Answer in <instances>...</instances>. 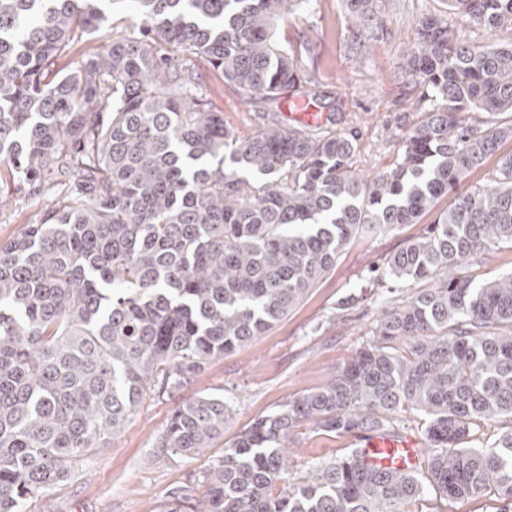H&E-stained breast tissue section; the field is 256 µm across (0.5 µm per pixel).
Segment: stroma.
<instances>
[{"instance_id":"stroma-1","label":"stroma","mask_w":512,"mask_h":512,"mask_svg":"<svg viewBox=\"0 0 512 512\" xmlns=\"http://www.w3.org/2000/svg\"><path fill=\"white\" fill-rule=\"evenodd\" d=\"M442 0H383L373 38L353 39V20L339 0H312L310 9L281 19L283 45L300 51L306 70L324 95V134L351 132L354 168L376 176L390 170L403 148L406 129L422 115L421 92L399 71L416 40L418 21L442 10ZM197 72L228 130L248 134L277 120L262 103H245L207 62ZM450 196L441 197L419 223L358 237L300 303L245 350L210 363L182 390L146 400L134 420L107 447L97 449L68 480L47 496L29 500L26 512H160L175 492L201 497V474L223 455L235 436L256 419L278 411L291 397L323 386L372 340L379 316L416 289L406 279L373 282L372 269L407 241L421 236ZM223 396L228 407L224 433L204 455H157L154 443L174 409L205 395ZM292 476L308 463L346 454L352 434L296 428Z\"/></svg>"}]
</instances>
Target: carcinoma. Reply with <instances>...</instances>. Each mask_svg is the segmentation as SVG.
<instances>
[{"label": "carcinoma", "mask_w": 512, "mask_h": 512, "mask_svg": "<svg viewBox=\"0 0 512 512\" xmlns=\"http://www.w3.org/2000/svg\"><path fill=\"white\" fill-rule=\"evenodd\" d=\"M0 0V185L51 201L0 242V512H24L106 441L149 395L263 335L359 235L414 224L507 138L512 0H443L404 54L401 75L431 105L395 166L353 172L355 138L316 126L224 128L196 61L238 94L322 103L276 25L311 0ZM367 38L378 0H341ZM112 32L69 73L51 69L84 34ZM512 246V154L491 183L459 194L425 233L387 257L381 277L421 285L322 387L255 420L209 461L198 503L163 512H448L489 494L512 512V274L475 284L471 257ZM406 340L408 352L396 344ZM408 407L428 424L424 467L377 471L358 449L289 478L303 424L395 436ZM224 397L179 405L155 442L197 456L224 434Z\"/></svg>", "instance_id": "cac0c4a2"}]
</instances>
